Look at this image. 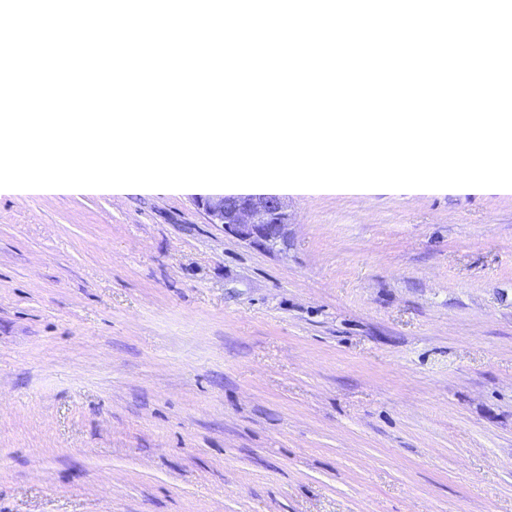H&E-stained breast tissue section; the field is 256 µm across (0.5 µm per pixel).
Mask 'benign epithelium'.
<instances>
[{
	"mask_svg": "<svg viewBox=\"0 0 512 512\" xmlns=\"http://www.w3.org/2000/svg\"><path fill=\"white\" fill-rule=\"evenodd\" d=\"M212 224H221L239 239L275 245L288 221L283 199L274 194L214 195L200 200Z\"/></svg>",
	"mask_w": 512,
	"mask_h": 512,
	"instance_id": "1",
	"label": "benign epithelium"
}]
</instances>
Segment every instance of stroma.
I'll use <instances>...</instances> for the list:
<instances>
[{"label":"stroma","instance_id":"35a3bbf8","mask_svg":"<svg viewBox=\"0 0 512 512\" xmlns=\"http://www.w3.org/2000/svg\"><path fill=\"white\" fill-rule=\"evenodd\" d=\"M0 192V512H512V192ZM199 205L212 224H222L239 239L275 245L288 221L283 199L274 194L214 195Z\"/></svg>","mask_w":512,"mask_h":512}]
</instances>
